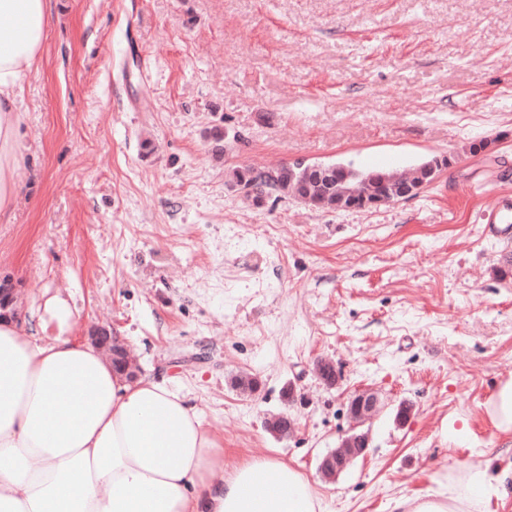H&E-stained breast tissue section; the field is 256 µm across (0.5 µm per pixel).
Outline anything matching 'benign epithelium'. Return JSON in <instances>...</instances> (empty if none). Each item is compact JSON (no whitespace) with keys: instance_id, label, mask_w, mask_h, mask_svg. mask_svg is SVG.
I'll return each instance as SVG.
<instances>
[{"instance_id":"obj_1","label":"benign epithelium","mask_w":512,"mask_h":512,"mask_svg":"<svg viewBox=\"0 0 512 512\" xmlns=\"http://www.w3.org/2000/svg\"><path fill=\"white\" fill-rule=\"evenodd\" d=\"M316 179L327 186L336 185V206L340 209L361 210L367 207L379 208L394 202L417 196L422 184L414 179V175L391 174L383 182L384 190L374 194L367 186H346L344 182L335 180V169L317 166L313 168ZM16 291L7 280L0 281V318H18ZM92 343L109 355L111 362L121 366L123 371L130 369L125 348L108 329H101L92 337ZM319 379L329 388L336 385L337 377L333 365L319 360L315 366ZM381 402L377 393L371 389L356 393L349 401V415L353 421L349 434L344 437L336 449L324 455L319 463L320 473L330 479L344 472L352 461L365 454L370 447L371 436L361 427L379 413ZM269 430L280 438L290 434L295 428L294 419L286 413L274 417L268 423Z\"/></svg>"}]
</instances>
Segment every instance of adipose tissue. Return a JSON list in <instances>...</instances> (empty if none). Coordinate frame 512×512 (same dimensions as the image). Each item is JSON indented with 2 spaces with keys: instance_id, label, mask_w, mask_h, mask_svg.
<instances>
[{
  "instance_id": "ef3b65f1",
  "label": "adipose tissue",
  "mask_w": 512,
  "mask_h": 512,
  "mask_svg": "<svg viewBox=\"0 0 512 512\" xmlns=\"http://www.w3.org/2000/svg\"><path fill=\"white\" fill-rule=\"evenodd\" d=\"M48 0H0V217L22 183L18 98L42 58ZM53 296L30 324L0 321V512H325L311 482L274 459L236 466L177 388L129 379L67 334ZM31 337H24V330ZM451 486L394 512H470Z\"/></svg>"
}]
</instances>
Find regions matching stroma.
Here are the masks:
<instances>
[{
	"label": "stroma",
	"mask_w": 512,
	"mask_h": 512,
	"mask_svg": "<svg viewBox=\"0 0 512 512\" xmlns=\"http://www.w3.org/2000/svg\"><path fill=\"white\" fill-rule=\"evenodd\" d=\"M49 4L18 103L23 186L0 220V278L24 314L67 300L69 336L112 330L138 376L197 407L226 465H291L327 512H391L512 465L491 423L512 381V223L496 222L512 198V0ZM435 155L451 159L435 182L376 210L257 205L230 184L240 167ZM364 388L382 400L372 446L324 480ZM285 412L279 439L267 422Z\"/></svg>",
	"instance_id": "1"
}]
</instances>
